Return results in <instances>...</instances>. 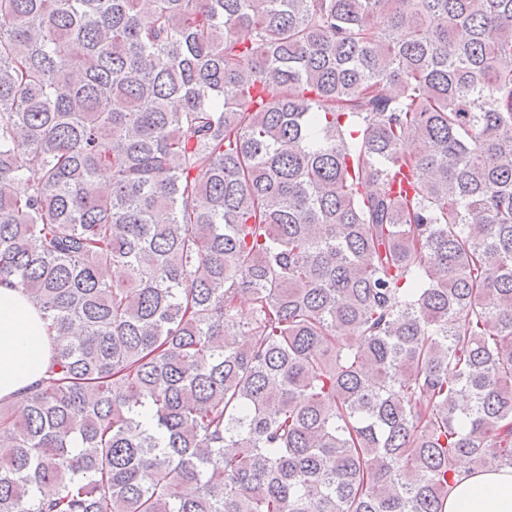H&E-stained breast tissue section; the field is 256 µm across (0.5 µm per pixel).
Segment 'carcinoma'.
Masks as SVG:
<instances>
[{"label":"carcinoma","instance_id":"carcinoma-1","mask_svg":"<svg viewBox=\"0 0 512 512\" xmlns=\"http://www.w3.org/2000/svg\"><path fill=\"white\" fill-rule=\"evenodd\" d=\"M0 281V512H444L512 468V0H0ZM21 289L0 282V401L21 405L31 385L48 376L52 337Z\"/></svg>","mask_w":512,"mask_h":512}]
</instances>
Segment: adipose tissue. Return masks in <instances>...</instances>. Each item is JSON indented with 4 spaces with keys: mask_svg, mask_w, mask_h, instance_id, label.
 I'll list each match as a JSON object with an SVG mask.
<instances>
[{
    "mask_svg": "<svg viewBox=\"0 0 512 512\" xmlns=\"http://www.w3.org/2000/svg\"><path fill=\"white\" fill-rule=\"evenodd\" d=\"M52 337L41 313L21 291L0 282V401L21 405L31 385L48 375ZM445 512H512V470L456 468Z\"/></svg>",
    "mask_w": 512,
    "mask_h": 512,
    "instance_id": "1",
    "label": "adipose tissue"
}]
</instances>
